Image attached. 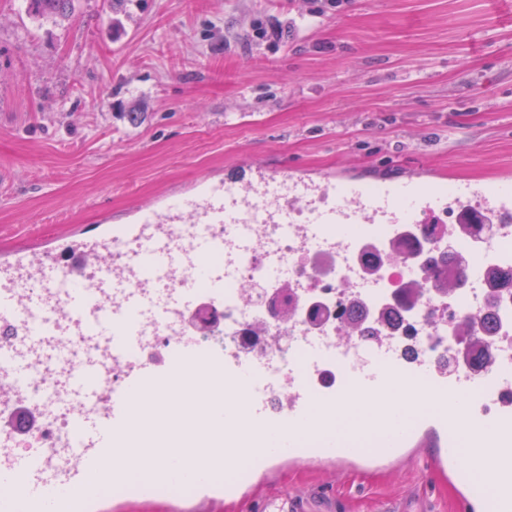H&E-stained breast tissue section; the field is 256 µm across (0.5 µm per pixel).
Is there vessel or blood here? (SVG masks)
<instances>
[{
	"label": "vessel or blood",
	"instance_id": "1",
	"mask_svg": "<svg viewBox=\"0 0 512 512\" xmlns=\"http://www.w3.org/2000/svg\"><path fill=\"white\" fill-rule=\"evenodd\" d=\"M339 194L341 203L320 210L316 223L367 224L381 218L390 224H430L447 215L450 202L471 200L479 191L468 186L450 196L397 183L378 191L345 185ZM240 204L223 182L208 186L204 199L186 196L181 200L187 215L230 228L239 222ZM487 216L493 222L512 223V192L506 190L492 196ZM161 221V215L150 210L141 213L137 223L123 224L116 230L100 224L74 238L55 241L41 249L20 248L9 258H0V333L8 337L0 344V359L6 360L15 378L29 377L39 358L63 370L67 379L63 403L75 419L78 450L76 464L60 476L39 473L38 462L27 457L14 459L9 467L1 468L0 512H26L31 502L52 504L55 489L84 484L103 459L118 452L148 462L160 456L170 465L189 461L193 469L191 500L220 495L232 499L253 493L262 475L278 462L311 469L335 465L395 469L411 455V445L423 430L433 433L436 442L421 458L423 472L446 474L469 512H512L511 406L502 404L473 417L467 398L449 397L451 383L442 377L435 381L424 404L407 417L390 410L375 413V424L387 436L378 440L371 451L325 438V431L336 422L329 408L297 398L275 410L265 393L254 391V377L277 367L276 357L256 354L228 372L224 369L222 344L181 331L180 313L196 299L195 275H202L212 295L218 297L223 293L229 269L209 260L219 239L202 236L192 248L183 249L164 234L145 237L146 227ZM120 238L146 239L147 247L138 255V262L151 263L163 272L171 268L182 270L186 279L175 288L163 276L148 287L137 288L111 272L101 271L100 257L111 256L112 243ZM63 280L72 285L68 304L73 310L65 322V333L86 340L87 345L81 350L50 336L30 334L18 317L20 309L44 306L42 289L58 287ZM23 282L33 285V294L17 293V285ZM131 312L145 316L144 323L131 333L134 343H144L159 319L166 320L178 338L171 361L144 359L127 367L126 390L115 394L108 386L112 374V323ZM23 339L39 345V358L28 357L22 351L19 342ZM416 368V362L407 359L402 360L399 370L389 373L361 367L357 383L343 401L355 404L376 400L383 392L403 387ZM174 383L182 390L177 401L194 421L192 429L183 431L184 445L180 448L169 447L163 439L148 438L142 429L143 420L158 422L169 416L176 400L168 388ZM228 385L249 391L243 413L225 417L221 428L201 429V421L212 420L215 400L223 396ZM478 385L504 397L512 395V372L498 371L479 380ZM133 391L150 394L137 409L129 399ZM255 427L271 434V442L256 446L251 433ZM217 468L231 472L232 477L225 484L209 479V471ZM481 481L492 486V497L486 499L475 492V484ZM18 487L26 493L25 502H17L12 496ZM171 496V483L165 473H158L151 484L133 482L120 473L113 482L112 494L71 497L63 508L65 512H109V505L128 499Z\"/></svg>",
	"mask_w": 512,
	"mask_h": 512
}]
</instances>
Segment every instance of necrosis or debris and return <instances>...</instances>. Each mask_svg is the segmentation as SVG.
Returning a JSON list of instances; mask_svg holds the SVG:
<instances>
[{
    "label": "necrosis or debris",
    "mask_w": 512,
    "mask_h": 512,
    "mask_svg": "<svg viewBox=\"0 0 512 512\" xmlns=\"http://www.w3.org/2000/svg\"><path fill=\"white\" fill-rule=\"evenodd\" d=\"M308 214V208L293 209L287 224L266 223L259 210L246 214L237 234H225L223 249L213 254L218 261L239 259L233 275L224 281L223 303L202 293L182 318L189 327L199 317L216 315L214 333L224 339L225 364L238 363L253 352L277 355L280 370L257 379V388L284 396L290 373L299 363L310 368L304 388L310 400L325 399V380L331 375L353 386L354 372L339 344L341 303L360 304L370 313L397 305L401 285L420 278L427 260L446 250L466 267L464 284L451 297L424 291L400 325L381 338L386 356L374 360V367L391 369L394 356L410 349L435 366L457 356L460 346L449 317L459 311L493 314L499 329L483 361L457 364L456 378L489 374L502 358L512 363V292L493 293L486 277L489 268L512 267L511 224L485 225L471 238L448 235L432 243L423 241L419 254L395 261L389 257V245L397 235L413 233V225L363 224L357 234L349 235L338 224L309 223ZM285 282L290 291H282ZM286 306L293 314L285 321L279 312ZM173 341L166 329L157 328L148 347L113 344V387H120L124 367L148 355H161ZM74 437L71 416L60 412L41 427L25 452L62 463L71 454Z\"/></svg>",
    "instance_id": "necrosis-or-debris-1"
}]
</instances>
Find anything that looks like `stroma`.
I'll return each instance as SVG.
<instances>
[{
	"label": "stroma",
	"instance_id": "stroma-1",
	"mask_svg": "<svg viewBox=\"0 0 512 512\" xmlns=\"http://www.w3.org/2000/svg\"><path fill=\"white\" fill-rule=\"evenodd\" d=\"M243 168L328 194L512 180V0H77L58 23L0 0V255L165 212ZM208 512L459 506L412 463H284Z\"/></svg>",
	"mask_w": 512,
	"mask_h": 512
}]
</instances>
